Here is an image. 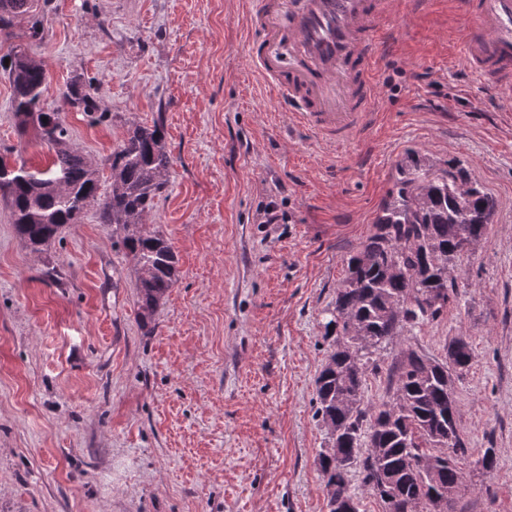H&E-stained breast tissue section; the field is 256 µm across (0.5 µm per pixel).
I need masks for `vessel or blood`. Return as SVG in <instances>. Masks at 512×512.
Segmentation results:
<instances>
[{"label":"vessel or blood","instance_id":"obj_1","mask_svg":"<svg viewBox=\"0 0 512 512\" xmlns=\"http://www.w3.org/2000/svg\"><path fill=\"white\" fill-rule=\"evenodd\" d=\"M465 63L512 86V0H461ZM399 0H253L247 56L305 132L344 144L368 129L379 87L371 66Z\"/></svg>","mask_w":512,"mask_h":512}]
</instances>
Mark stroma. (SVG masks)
Wrapping results in <instances>:
<instances>
[{
	"instance_id": "35a3bbf8",
	"label": "stroma",
	"mask_w": 512,
	"mask_h": 512,
	"mask_svg": "<svg viewBox=\"0 0 512 512\" xmlns=\"http://www.w3.org/2000/svg\"><path fill=\"white\" fill-rule=\"evenodd\" d=\"M247 2L37 0L42 38L21 17L0 42L46 69L44 111L72 82L90 91L98 116L64 114L84 156L104 161L132 124H163L172 175L150 222L180 270L142 325L134 262L95 209L37 254L0 198V512H328L321 322L410 149L466 161L496 212L454 270L457 298L389 343L364 395L386 398L402 349L440 359L465 338L460 435L470 458L492 448L498 464L469 470L458 508L512 512V89L467 69L450 0H403L374 68L378 121L334 147L298 133L252 71ZM4 150L51 158L22 134L0 74ZM270 203L280 223H265Z\"/></svg>"
}]
</instances>
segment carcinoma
<instances>
[{
	"instance_id": "1",
	"label": "carcinoma",
	"mask_w": 512,
	"mask_h": 512,
	"mask_svg": "<svg viewBox=\"0 0 512 512\" xmlns=\"http://www.w3.org/2000/svg\"><path fill=\"white\" fill-rule=\"evenodd\" d=\"M25 15L28 37L42 38L34 0H0V31ZM0 68L8 73L20 125L54 152L43 168L12 164L0 155V195L9 202L18 234L31 251L45 253L64 225L80 223L87 209L96 208L99 223L112 226L117 243L135 262L138 317L150 324L179 275L168 238L148 228L171 177L163 125H131L105 159L109 177L103 181L98 164L71 142L61 112L40 108L44 67L15 46L0 57ZM63 105L94 110L77 84L64 93ZM395 172L374 232L346 259V277L324 316L329 350L315 380V414L328 436L318 464L329 512H336L332 506L340 498L352 500L354 512H360L349 481L355 468L383 512H428L433 492L444 498V512H457L465 480L457 458L468 449L458 424L448 426L447 415L457 410L453 377L468 371L474 358L464 338L446 344L441 360L403 350L389 368L392 394L386 401H365L364 382L368 371L378 369L379 349L437 319L456 296L448 267H456L485 237L496 203L460 160H434L413 150ZM383 476L398 498L393 504L377 488Z\"/></svg>"
}]
</instances>
